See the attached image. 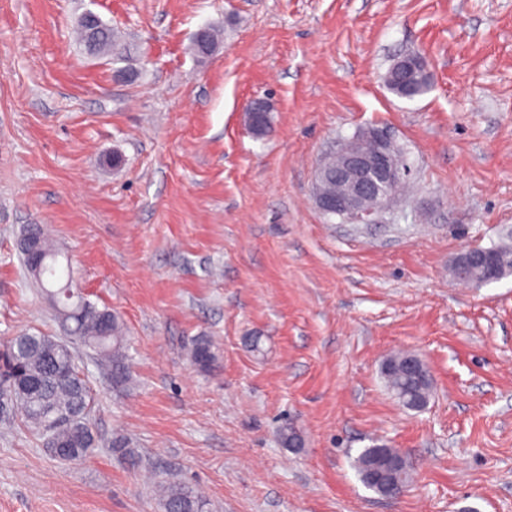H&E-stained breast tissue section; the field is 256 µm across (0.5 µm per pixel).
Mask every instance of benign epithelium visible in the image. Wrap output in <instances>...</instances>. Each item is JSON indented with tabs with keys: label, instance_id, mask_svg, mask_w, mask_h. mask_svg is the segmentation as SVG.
<instances>
[{
	"label": "benign epithelium",
	"instance_id": "obj_1",
	"mask_svg": "<svg viewBox=\"0 0 512 512\" xmlns=\"http://www.w3.org/2000/svg\"><path fill=\"white\" fill-rule=\"evenodd\" d=\"M424 66L417 54L397 60L395 75L403 76L414 67ZM336 166L315 172L313 198L324 213L368 223L393 197L409 176L408 167L399 163L400 147L377 127H370L345 141L334 151ZM490 255L477 248L462 251L452 267L454 275L468 279L469 273L484 267Z\"/></svg>",
	"mask_w": 512,
	"mask_h": 512
}]
</instances>
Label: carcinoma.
Instances as JSON below:
<instances>
[{
  "mask_svg": "<svg viewBox=\"0 0 512 512\" xmlns=\"http://www.w3.org/2000/svg\"><path fill=\"white\" fill-rule=\"evenodd\" d=\"M81 43L92 55L114 53L112 28L101 19L80 23ZM387 88L396 96L412 100L429 90L428 72L413 69L404 78L386 73ZM24 235L44 255L40 269L32 268L27 256H22L25 271L52 303L61 335L41 331L22 332L0 344V422L20 419L27 430L55 457L66 461L86 459L99 446L90 422L93 399L90 387L81 376L76 345L92 353L96 364L112 382L121 388L130 378L126 336L119 316L109 308L99 309L73 287L72 277L62 281L57 277L59 251L52 244L41 224H29ZM488 252L495 258L501 280L512 275V247L494 246ZM406 354L389 357L381 374L388 390L407 410L417 411L426 406L432 392L429 376L411 378L402 371ZM192 362L201 369L215 359L209 340H196L191 351ZM394 449L380 441L362 449L353 459L361 483L369 490L370 472L376 468H391L392 479L405 486L410 477L409 463L390 467ZM158 492L164 512H207L205 497L179 480L160 482Z\"/></svg>",
  "mask_w": 512,
  "mask_h": 512,
  "instance_id": "carcinoma-1",
  "label": "carcinoma"
}]
</instances>
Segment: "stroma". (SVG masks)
Wrapping results in <instances>:
<instances>
[{"instance_id": "stroma-1", "label": "stroma", "mask_w": 512, "mask_h": 512, "mask_svg": "<svg viewBox=\"0 0 512 512\" xmlns=\"http://www.w3.org/2000/svg\"><path fill=\"white\" fill-rule=\"evenodd\" d=\"M88 12L120 60L78 43ZM203 27L220 42L199 60ZM411 52L431 88L406 100L384 76ZM372 126L402 147L404 189L368 224L324 214L316 166ZM28 224L120 315L130 381L91 370L86 460L0 426V512H162L169 472L209 512H512V276L451 273L512 245V0H0V341L58 331ZM400 351L433 379L418 411L381 376ZM376 440L410 463L398 498L353 467ZM487 250L495 258L499 281L512 275V247L494 246L490 248H481ZM477 248H468L462 251L455 259L452 267L454 275L458 278L468 280V275L473 269L483 268L490 260V255Z\"/></svg>"}]
</instances>
